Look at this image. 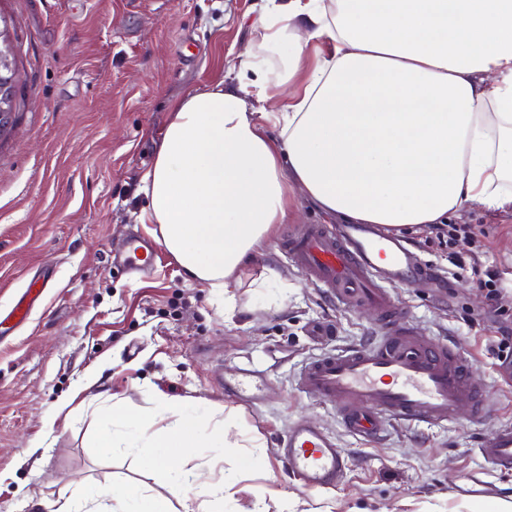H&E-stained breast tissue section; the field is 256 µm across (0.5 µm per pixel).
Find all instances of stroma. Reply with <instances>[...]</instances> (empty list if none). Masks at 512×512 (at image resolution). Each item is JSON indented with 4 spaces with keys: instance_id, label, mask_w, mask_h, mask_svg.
<instances>
[{
    "instance_id": "35a3bbf8",
    "label": "stroma",
    "mask_w": 512,
    "mask_h": 512,
    "mask_svg": "<svg viewBox=\"0 0 512 512\" xmlns=\"http://www.w3.org/2000/svg\"><path fill=\"white\" fill-rule=\"evenodd\" d=\"M259 0H0V29L13 49L18 102L0 134V313L27 281L47 275L19 327L0 326V512H47L44 503L80 487L90 512H108L112 486H163L134 448L100 456L98 411L148 415L159 400H187L196 415L225 421L237 447L200 448L185 465L197 488L234 482L218 512H496L512 502V473L490 469L477 442L512 423V370L493 349L512 330V211L472 208L460 225L475 235L438 244L428 226L395 229L441 282L393 293L426 337L454 343L487 390L490 419L467 411L446 426H393L377 443L343 429L334 405L295 388L310 357L369 340L371 308L340 307L279 249L292 231L327 218L293 193L288 219L243 272L232 317L223 297L187 282L142 224L140 177L152 164L173 103L229 76ZM153 242L144 273L115 264L130 238ZM477 255L502 277L490 301L470 265ZM278 282L253 287L265 270ZM317 324L333 328L315 339ZM264 374V400L247 406L219 380L235 365ZM95 385H87L90 374ZM332 433L349 457L340 485L302 488L277 455L297 420Z\"/></svg>"
}]
</instances>
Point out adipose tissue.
Segmentation results:
<instances>
[{
  "label": "adipose tissue",
  "instance_id": "obj_1",
  "mask_svg": "<svg viewBox=\"0 0 512 512\" xmlns=\"http://www.w3.org/2000/svg\"><path fill=\"white\" fill-rule=\"evenodd\" d=\"M254 29L235 80L175 102L141 177V223L225 307L292 190L385 227L512 208V0H261ZM283 48L277 65L257 56ZM151 422L137 450L169 495L112 512H216L224 484L185 492L202 441L186 406L159 401Z\"/></svg>",
  "mask_w": 512,
  "mask_h": 512
}]
</instances>
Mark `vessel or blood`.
Returning <instances> with one entry per match:
<instances>
[{"label": "vessel or blood", "mask_w": 512, "mask_h": 512, "mask_svg": "<svg viewBox=\"0 0 512 512\" xmlns=\"http://www.w3.org/2000/svg\"><path fill=\"white\" fill-rule=\"evenodd\" d=\"M282 248L338 304H365L378 314L379 338L313 358L299 373V391L335 405L346 432L373 441L395 423L455 422L464 406L472 422L488 419L473 366L452 344L423 339L393 296L394 286L418 280L416 263L401 240L380 234L372 224H311L284 240ZM42 287V281L31 280L12 316L25 320ZM262 386V373L246 367L230 369L224 381L225 390L252 405L261 402ZM278 448L294 478L309 490L336 487L348 467L335 436L303 421L289 426ZM478 452L493 470L512 473V424L483 437Z\"/></svg>", "instance_id": "vessel-or-blood-1"}]
</instances>
